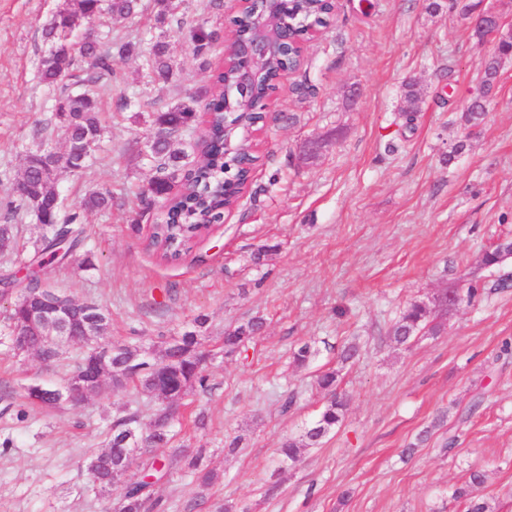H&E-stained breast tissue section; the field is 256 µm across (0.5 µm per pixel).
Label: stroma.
Instances as JSON below:
<instances>
[{"label": "stroma", "instance_id": "obj_1", "mask_svg": "<svg viewBox=\"0 0 512 512\" xmlns=\"http://www.w3.org/2000/svg\"><path fill=\"white\" fill-rule=\"evenodd\" d=\"M69 2L0 0V203L53 102L37 78L42 25ZM429 3L337 0L329 24L304 35V62L282 76L265 127L249 135L257 161L237 206L177 262L149 244L161 203L137 199L155 174L143 153L151 110L136 102L142 58H115L97 158L55 180L69 205L111 190L112 210L83 214L74 260L46 269L59 293L108 312L113 341L155 350L160 338L197 333L207 387L182 396L171 442L154 451L173 465L153 490L168 512H463L452 493L475 470L494 512H512V288L491 289L512 276V259L480 265L491 242L512 236V59L477 136L465 138L461 121L496 45L473 21L493 12L512 29V0H439L435 12ZM185 14L206 20L214 39L198 56L167 34L173 75L151 95L200 111L234 12L186 0ZM409 80L424 91L411 122L402 114ZM117 94L131 108L114 112ZM462 139L465 151L449 156ZM473 283L488 293L443 316L438 334L390 342L410 302ZM254 317L264 320L259 337L225 355V332ZM353 342L358 358L342 362ZM304 343L314 355L299 365L292 352ZM82 352L66 343L48 363L0 344V512H111L121 498L119 484L92 489L85 460L113 423L135 410L149 420L161 401L130 387L79 405L32 407L22 397L31 384L63 385ZM328 369L347 400L341 423L280 462L283 439L299 437L324 404L316 377ZM439 416L432 439L403 458ZM236 437L238 452L226 454ZM195 452L218 475L209 489L190 475Z\"/></svg>", "mask_w": 512, "mask_h": 512}]
</instances>
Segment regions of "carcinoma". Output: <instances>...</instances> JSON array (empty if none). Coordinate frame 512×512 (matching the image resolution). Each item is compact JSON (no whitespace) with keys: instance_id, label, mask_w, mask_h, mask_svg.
Listing matches in <instances>:
<instances>
[{"instance_id":"1","label":"carcinoma","mask_w":512,"mask_h":512,"mask_svg":"<svg viewBox=\"0 0 512 512\" xmlns=\"http://www.w3.org/2000/svg\"><path fill=\"white\" fill-rule=\"evenodd\" d=\"M156 2L159 6L156 21L160 24L167 21L174 23L177 31L189 41L193 52L204 54L211 41V33L205 27V22H187L184 14L178 13L179 5L175 4V0ZM263 8L264 3H256L253 10L235 16L233 23L236 30L249 29ZM332 9L331 0H293L288 10V22L292 30L304 33L325 26ZM138 10L139 0H74L73 4L56 10L42 26L43 42L50 49L58 47V51L44 55L39 78L47 88L59 90L49 122L63 136L66 149L58 153L47 144H40L36 151L40 152L42 159L25 168L21 179L13 187L16 199L7 204V212L15 215L22 209H29L32 201H37L38 223L42 233L34 244V255L30 259L24 258L27 245L17 240L18 225L0 224V249L5 252L13 249L16 254L14 263L28 269L22 279L7 275L0 280V294L15 295L0 332L17 355L26 353L15 342V336L19 333L24 332L29 336L30 348L34 349L41 343V337L55 336L59 330V324L52 319L43 320L34 327L27 325V301L52 290L42 256L49 254L59 264L67 262L83 243V229L79 227L81 214L89 210L107 212L112 209V193L107 190L90 192L69 208L55 189L59 169H67L78 175L96 159L105 130L100 96L117 79L112 67V55L128 57L136 53L141 45H149L148 52L143 55L146 81L141 90V97L145 98L147 106L157 105L156 101L149 99L147 88L157 80L170 79L172 75L167 43L155 39L152 30L138 28L132 40L112 32V20H132L137 17ZM74 16L91 21L97 28L107 29V32L100 35L96 44L85 45L83 28L68 27L67 21ZM509 59H512V39L500 38L496 42L494 55L484 62L481 94L471 101L461 116L467 129H476L483 123L488 97L495 86L499 69ZM286 62L288 59L285 57L271 60L256 75L251 95L260 97L271 88ZM236 70L237 65L229 62L221 65L214 74L218 87H228L234 92L228 98L220 94L208 109V134L215 161L199 170L196 179L188 186V193L172 195L169 198L170 214L163 222L150 226L151 244L167 261L178 260L189 254L192 242L201 229L218 221L225 207L232 204L231 198L224 197L225 113L232 115L231 122L243 126H254L260 120L258 113L242 106L235 96L237 89L233 85ZM404 100L407 103V119L412 121L422 102L418 84H406ZM195 118L194 107L186 103L152 112L154 133L148 136V157L157 172L158 188L163 191L171 189L172 183L185 178L194 168L182 144L183 136L190 130ZM509 258H512V238L505 237L483 252L481 264L485 267L499 266ZM432 313V308L424 302L410 303L392 326L389 334L391 341L403 346L423 331L437 333V326L432 324ZM262 327V319L252 318L225 333L224 353L230 355L240 351L257 338ZM71 328L88 334L94 343L112 348V371L108 376L111 387L123 389L132 384L151 396L157 380L163 381L164 400L168 406L154 416L151 438L156 447L167 445L172 439L169 427L173 418V404L190 388L198 386L207 389L206 377L201 370L198 336L189 331L167 340L163 342L161 356L154 358L141 353L137 346L109 340V316L98 305L95 312L83 313L75 319ZM317 384L330 394V398L299 439L288 438L282 442L280 453L284 461L295 460L301 448L319 446L324 438L336 430L344 417L347 403L337 392L338 372L328 370L321 373ZM58 390L57 386L32 384L25 387L24 398L33 405L51 406L58 403ZM138 426L139 415L135 411L112 425L105 450L87 457V471L93 489L105 491L115 482L124 480V493L115 512H144L145 503L152 500L155 482L167 472L166 464L151 455L142 457L139 469H132L134 456L141 451L138 447ZM484 483V473L473 471L465 485L455 490L454 497L465 503L466 512H492L487 498L480 494Z\"/></svg>"}]
</instances>
